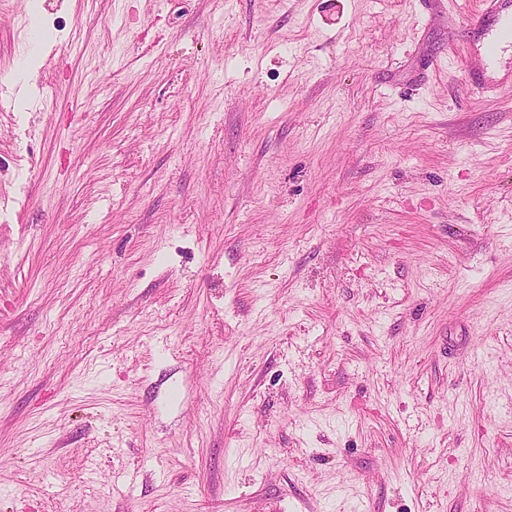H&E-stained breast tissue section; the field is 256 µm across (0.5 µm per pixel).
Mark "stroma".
<instances>
[{
    "mask_svg": "<svg viewBox=\"0 0 512 512\" xmlns=\"http://www.w3.org/2000/svg\"><path fill=\"white\" fill-rule=\"evenodd\" d=\"M467 23L0 0V512H512V95ZM471 82L470 89L477 93L494 92L497 94H511L512 92V74L511 79L508 76L499 79H488L484 72L482 61L472 62L470 65Z\"/></svg>",
    "mask_w": 512,
    "mask_h": 512,
    "instance_id": "obj_1",
    "label": "stroma"
}]
</instances>
